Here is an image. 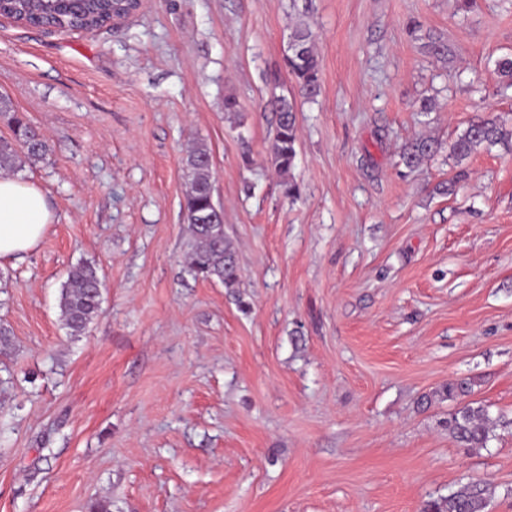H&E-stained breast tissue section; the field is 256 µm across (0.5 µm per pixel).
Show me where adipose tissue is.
I'll return each mask as SVG.
<instances>
[{"mask_svg": "<svg viewBox=\"0 0 512 512\" xmlns=\"http://www.w3.org/2000/svg\"><path fill=\"white\" fill-rule=\"evenodd\" d=\"M51 219L38 187L0 171V260H18L35 249Z\"/></svg>", "mask_w": 512, "mask_h": 512, "instance_id": "obj_1", "label": "adipose tissue"}]
</instances>
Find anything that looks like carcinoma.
<instances>
[{
	"label": "carcinoma",
	"instance_id": "obj_1",
	"mask_svg": "<svg viewBox=\"0 0 512 512\" xmlns=\"http://www.w3.org/2000/svg\"><path fill=\"white\" fill-rule=\"evenodd\" d=\"M3 11L26 20L33 27H52L67 31L84 23L104 25L112 15L125 12L120 0H84L80 15L68 13L55 0H3ZM315 34L310 24L297 19L288 35L289 73L295 80L298 95L280 96L276 100L277 130L268 145L272 165L282 175L291 172L297 155L298 141L296 97L312 100L321 89V63L314 50ZM9 97L0 95V117L8 118L11 138L0 137V171L11 172L27 160L31 163L45 159L49 145L44 135L24 123L12 112ZM498 146L512 152V125L496 117H478L456 136L450 151L463 161L481 148ZM439 143L425 136L411 142L403 152L409 168L422 164L431 157ZM211 152L202 142L195 143L188 152L184 169L189 178V190L184 207V220L194 240L184 264L196 278L218 280L227 288L239 281V268L231 243L224 236L222 224H200L198 217L211 209L213 199L212 169L206 165ZM103 283L97 268L87 262L73 268L62 284L59 308L64 326L71 337L85 335L100 310ZM493 422L487 408L478 402H461L448 417V432L466 448H485L491 438ZM482 492L471 484H464L447 498L429 506L428 512H484Z\"/></svg>",
	"mask_w": 512,
	"mask_h": 512
}]
</instances>
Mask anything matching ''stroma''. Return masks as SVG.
Returning a JSON list of instances; mask_svg holds the SVG:
<instances>
[{
	"instance_id": "35a3bbf8",
	"label": "stroma",
	"mask_w": 512,
	"mask_h": 512,
	"mask_svg": "<svg viewBox=\"0 0 512 512\" xmlns=\"http://www.w3.org/2000/svg\"><path fill=\"white\" fill-rule=\"evenodd\" d=\"M292 4L0 20V94L50 146L16 173L53 214L0 261V512H424L466 483L512 512V154L448 149L476 116L512 123L494 65L512 0H312L321 90L284 176L267 147L273 98L296 90ZM421 135L439 149L406 168ZM197 140L236 288L183 262ZM83 261L105 293L74 339L58 300ZM460 379L495 422L486 447L448 433Z\"/></svg>"
}]
</instances>
